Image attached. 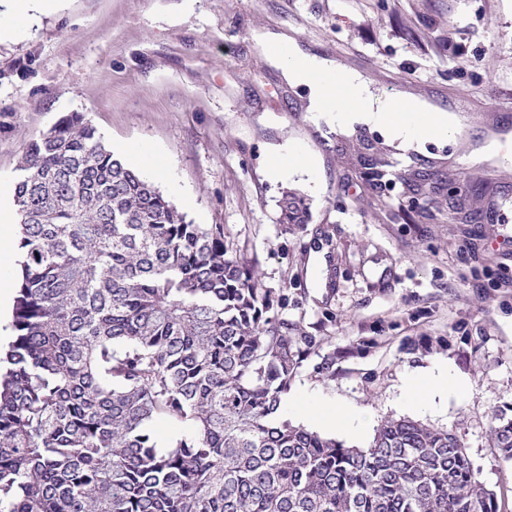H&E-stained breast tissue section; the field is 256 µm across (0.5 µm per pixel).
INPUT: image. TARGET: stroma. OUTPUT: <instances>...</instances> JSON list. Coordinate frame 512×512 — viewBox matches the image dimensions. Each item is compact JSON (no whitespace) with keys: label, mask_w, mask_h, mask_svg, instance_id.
Instances as JSON below:
<instances>
[{"label":"stroma","mask_w":512,"mask_h":512,"mask_svg":"<svg viewBox=\"0 0 512 512\" xmlns=\"http://www.w3.org/2000/svg\"><path fill=\"white\" fill-rule=\"evenodd\" d=\"M0 30V184L15 183L33 135L85 113L189 221L223 225L229 256L280 298L275 314L316 337L284 398L294 424L359 447L390 418L453 430L512 512V459L489 433L512 402V0H56L26 17L0 0ZM261 34L454 111L455 143L393 156L447 154V208L470 223L382 220L341 159L355 124L314 121ZM495 140L497 158L473 161ZM290 154L314 169H278ZM287 190L305 196L309 223H280ZM441 364L465 395L407 404L406 384ZM336 409L367 421L314 417Z\"/></svg>","instance_id":"1"}]
</instances>
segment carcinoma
<instances>
[{"mask_svg":"<svg viewBox=\"0 0 512 512\" xmlns=\"http://www.w3.org/2000/svg\"><path fill=\"white\" fill-rule=\"evenodd\" d=\"M342 158L386 220L406 198L415 223L440 222L447 155L399 169L383 147ZM18 171L0 512H499L450 429L389 419L358 447L284 416L316 337L273 314L280 301L227 254L224 225L187 221L84 113L32 138ZM279 208L308 223L301 193ZM509 411L490 435L512 458ZM160 422L179 427L165 445Z\"/></svg>","mask_w":512,"mask_h":512,"instance_id":"1","label":"carcinoma"}]
</instances>
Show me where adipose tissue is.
Returning a JSON list of instances; mask_svg holds the SVG:
<instances>
[{
  "instance_id": "1",
  "label": "adipose tissue",
  "mask_w": 512,
  "mask_h": 512,
  "mask_svg": "<svg viewBox=\"0 0 512 512\" xmlns=\"http://www.w3.org/2000/svg\"><path fill=\"white\" fill-rule=\"evenodd\" d=\"M259 44L264 55L281 67L289 83L306 85L308 109L316 120L329 122L338 116L326 105L332 84L337 81L343 88L345 100L352 105L351 110L340 115L343 120L383 129L398 148L408 149L433 139H449L454 134L457 119L448 110L411 100L407 108L416 114V122L394 119L396 101L375 94L358 73H336L333 61L303 53L293 43L283 46L278 39L263 36Z\"/></svg>"
}]
</instances>
